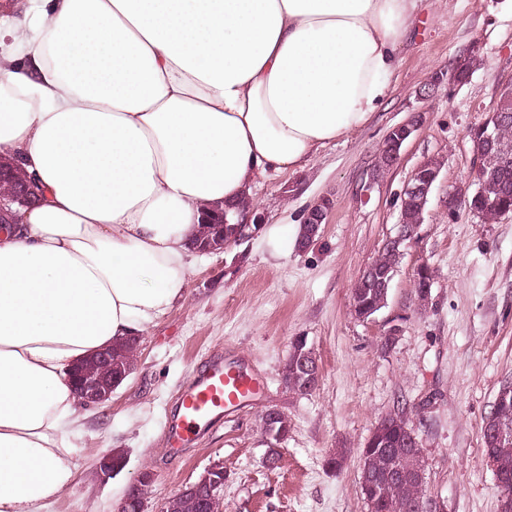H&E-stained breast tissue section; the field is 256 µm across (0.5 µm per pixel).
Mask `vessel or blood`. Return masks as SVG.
Here are the masks:
<instances>
[{"instance_id":"1","label":"vessel or blood","mask_w":512,"mask_h":512,"mask_svg":"<svg viewBox=\"0 0 512 512\" xmlns=\"http://www.w3.org/2000/svg\"><path fill=\"white\" fill-rule=\"evenodd\" d=\"M262 389L260 377L235 359L217 356L180 391L165 433L171 447L197 441Z\"/></svg>"}]
</instances>
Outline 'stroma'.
<instances>
[{"label":"stroma","mask_w":512,"mask_h":512,"mask_svg":"<svg viewBox=\"0 0 512 512\" xmlns=\"http://www.w3.org/2000/svg\"><path fill=\"white\" fill-rule=\"evenodd\" d=\"M480 64L461 84L424 93L432 76L471 43ZM512 81V0H423L419 21L398 51L382 106L349 137L303 167L258 178L264 222L248 238L200 256L185 299L140 337L135 367L109 403L82 413L67 443L75 481L49 512H113L140 472L154 475L147 512L224 465V512H369L360 455L378 422L404 407L425 455L426 495L442 512H500L501 490L484 462L481 429L503 382L512 381V213L492 223L453 193H473L470 136ZM425 124L377 183L368 175L384 139L414 112ZM442 162L422 220L398 265L385 307L355 315L352 290L400 224V195L426 159ZM332 204L307 249L273 244L272 226L294 227L320 198ZM433 272L418 307L420 266ZM400 333L392 345L391 326ZM316 356L319 382L289 393L282 368L296 337ZM261 374L263 390L191 447L169 448L164 427L178 392L212 354ZM285 413L288 435L270 443L268 410ZM275 462H268L270 446ZM345 449L341 467L329 460ZM119 451L124 468L108 481L95 469Z\"/></svg>","instance_id":"35a3bbf8"}]
</instances>
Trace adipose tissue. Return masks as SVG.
Returning <instances> with one entry per match:
<instances>
[{
  "mask_svg": "<svg viewBox=\"0 0 512 512\" xmlns=\"http://www.w3.org/2000/svg\"><path fill=\"white\" fill-rule=\"evenodd\" d=\"M417 0H25L0 14V512L75 479L73 366L184 300L204 213L377 111ZM5 165L0 164V217H1V223L2 224H12L13 220L15 219V214L13 213L12 209H10V204H19L24 205L27 204L30 200V197H34L36 195L39 196V190L37 185L32 182L31 180H27L23 177H21L15 170L14 172L19 175V177L22 179V182L19 181L18 184H12L9 186V188H4L2 185V175L1 172H3V167ZM2 181V182H1Z\"/></svg>",
  "mask_w": 512,
  "mask_h": 512,
  "instance_id": "obj_1",
  "label": "adipose tissue"
}]
</instances>
